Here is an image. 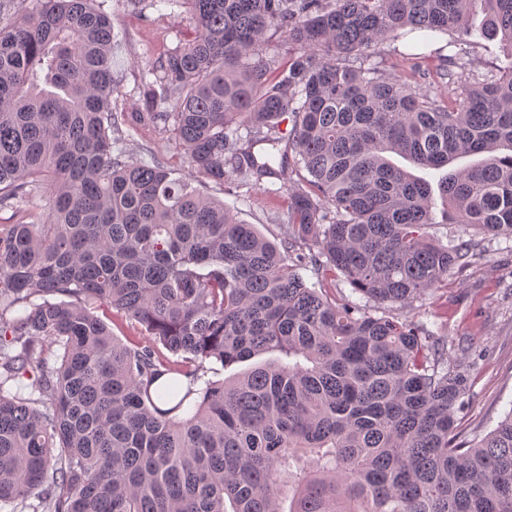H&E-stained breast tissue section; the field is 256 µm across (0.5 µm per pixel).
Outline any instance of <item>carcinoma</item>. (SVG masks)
<instances>
[{
  "mask_svg": "<svg viewBox=\"0 0 512 512\" xmlns=\"http://www.w3.org/2000/svg\"><path fill=\"white\" fill-rule=\"evenodd\" d=\"M26 1L0 25V206L47 216L0 224V510L512 512V411L460 439L467 375L388 312L478 246L433 243L432 186L390 155H485L439 183L447 220L512 239V0H127L190 20L130 114L112 110L124 45L98 0ZM450 29L445 98L373 63L391 38ZM271 31L297 49L284 65L263 59ZM476 34L507 64L473 73ZM123 125L168 133L219 184L260 186L294 152L288 240L160 159H127ZM101 306L149 344L121 343ZM270 351L285 360L205 378L209 360ZM306 278L309 283H319L317 288H325V291L333 298L349 297L351 301L356 302L360 305L366 303V299H363L359 293L353 292L351 285L347 280L338 274V277L328 276L323 278H317L312 272H305Z\"/></svg>",
  "mask_w": 512,
  "mask_h": 512,
  "instance_id": "carcinoma-1",
  "label": "carcinoma"
}]
</instances>
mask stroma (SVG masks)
Wrapping results in <instances>:
<instances>
[{
  "mask_svg": "<svg viewBox=\"0 0 512 512\" xmlns=\"http://www.w3.org/2000/svg\"><path fill=\"white\" fill-rule=\"evenodd\" d=\"M105 10L125 45L124 74L112 95L117 112L142 109L140 76L144 69L174 48L187 21L169 8L130 12L126 0H105ZM446 35L430 40L399 38L380 46L376 60L386 74L410 83L427 93L444 92L445 87L414 76L408 55H420V64L435 68V49L446 44ZM121 147L127 158L146 161L156 156L181 169L189 178L196 171L186 151L170 137L154 128L125 132ZM295 166L280 177L266 180L263 187L250 188L208 183L206 192L224 201L239 220L257 225L272 242L287 239L288 186L298 182ZM435 223L429 233L437 243L450 237L476 238L479 246L469 264L453 269L448 284L428 291L405 315L445 339L454 363L468 373L467 392L457 412L461 434L472 438L490 431L512 409V240L473 236L470 229L446 221L444 205H437Z\"/></svg>",
  "mask_w": 512,
  "mask_h": 512,
  "instance_id": "obj_1",
  "label": "stroma"
}]
</instances>
